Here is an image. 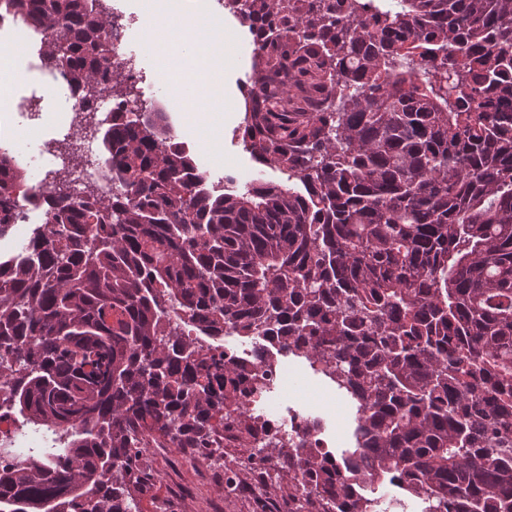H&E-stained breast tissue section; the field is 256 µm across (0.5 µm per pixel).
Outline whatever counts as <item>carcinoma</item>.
<instances>
[{"mask_svg":"<svg viewBox=\"0 0 512 512\" xmlns=\"http://www.w3.org/2000/svg\"><path fill=\"white\" fill-rule=\"evenodd\" d=\"M373 2L246 3L268 76L242 142L286 185L213 186L146 107L102 136L122 201L47 200L0 154V237L50 209L0 258V416L54 435L0 447V512H131L147 449L259 425L250 369L172 308L259 358L279 344L355 408L354 450L248 447L225 488L247 471L288 512H370L386 481L421 512H512V0ZM2 18L46 27L86 101L112 97L102 0ZM185 334H188V337H192L198 340H201L204 344L210 345L213 348L222 350L224 346L236 349L242 347L244 345V348H247L248 351L242 352L240 354H237L238 359L244 361L246 364H252L253 356L250 351L252 348L249 341H244L237 336H207V334L202 329H190ZM244 343H242V342Z\"/></svg>","mask_w":512,"mask_h":512,"instance_id":"cac0c4a2","label":"carcinoma"}]
</instances>
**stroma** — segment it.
Masks as SVG:
<instances>
[{
  "instance_id": "1",
  "label": "stroma",
  "mask_w": 512,
  "mask_h": 512,
  "mask_svg": "<svg viewBox=\"0 0 512 512\" xmlns=\"http://www.w3.org/2000/svg\"><path fill=\"white\" fill-rule=\"evenodd\" d=\"M224 53L236 64L232 78L238 90H246L259 73L250 64L251 36L233 18H225L222 34ZM211 32L201 28L173 30L160 53L150 55L144 67L147 77H164L162 89L156 90L154 102L170 116L172 132L187 145L197 165L209 171L211 181L234 178L244 187L255 174L265 180L287 183L288 176L275 168L258 170L244 149L239 129L245 121V100L241 97L209 95L208 86L220 83L221 74H195L187 63L185 42L199 45L213 40ZM63 138L65 130L49 123L34 133L0 123V136L15 139L20 152L29 156L27 170L38 177L47 160L36 151L37 135ZM283 377L260 402L263 411L287 414L295 409L325 419L327 438L334 453L352 447V408L348 400L308 362L292 356L281 358ZM143 480L147 492L136 494L135 512H253L251 492L253 476H246V492L236 497L224 494V477L205 464L193 448H152L145 460Z\"/></svg>"
}]
</instances>
